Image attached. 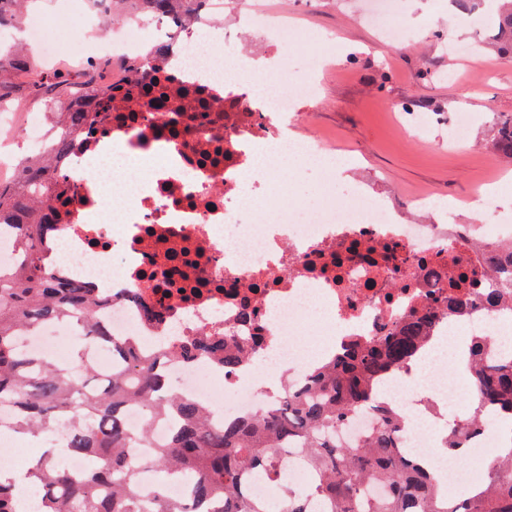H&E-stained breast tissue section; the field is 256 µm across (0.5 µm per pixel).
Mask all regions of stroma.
I'll use <instances>...</instances> for the list:
<instances>
[{
    "instance_id": "1",
    "label": "stroma",
    "mask_w": 512,
    "mask_h": 512,
    "mask_svg": "<svg viewBox=\"0 0 512 512\" xmlns=\"http://www.w3.org/2000/svg\"><path fill=\"white\" fill-rule=\"evenodd\" d=\"M363 0H268L302 36L325 40L333 63L318 78L316 104L296 130L325 133L347 163L336 169V193L352 188L395 207L405 224H481L475 206L486 186L512 181L492 139L512 115V56L494 52L465 60L463 47L485 38L448 0H399L404 39L384 50L385 35L362 11ZM470 118L469 140L455 134L458 114ZM428 197L424 209L412 205Z\"/></svg>"
}]
</instances>
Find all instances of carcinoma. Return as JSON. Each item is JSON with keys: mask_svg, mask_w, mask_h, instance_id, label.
Instances as JSON below:
<instances>
[{"mask_svg": "<svg viewBox=\"0 0 512 512\" xmlns=\"http://www.w3.org/2000/svg\"><path fill=\"white\" fill-rule=\"evenodd\" d=\"M200 0H142L157 16ZM491 37L497 48L512 54V0H496ZM16 66L14 54L0 49V105L15 97L17 84L8 80ZM27 96L49 104L78 86L70 72L36 74L24 80ZM110 107L106 89L91 88L87 102L68 106L70 124L86 122L89 109ZM494 146L512 159V117L497 122ZM52 172L41 159L29 163L20 178L0 179V224L17 225L20 262L0 271V406L13 407L11 430L25 435L64 431V455L90 462L80 477L67 473L61 459L43 456L27 470L38 493L31 512H270L267 503L249 497L245 475L252 471L282 489L286 512H312L318 501L325 512H512V457L491 467L487 484L454 498L437 484L432 472L401 450L398 432L405 419L396 410L380 412L376 430L358 448L336 445V428L352 412L375 403L376 389L390 369L406 366L426 339L428 323L415 318L396 326L390 335L355 343L327 364L308 383L285 390V404L274 410L243 415L229 424L211 415L166 384L163 367L171 353L155 352L133 339L114 340L100 323L99 298L92 289L61 284L40 261L39 230L55 212L48 195ZM505 291L484 288L478 301L489 310L500 306ZM472 300L456 295L438 308L465 315ZM76 325L82 350L105 344L120 362L109 376L96 372L85 359L63 367L41 359L19 345L20 334L45 322ZM246 342L234 337L203 336L179 348L185 359L210 356L233 371L245 362ZM488 343L470 346V366L478 410L445 441L446 448H466L483 422L486 407L496 418L512 422V358L490 359ZM140 406L145 423L174 421L169 441L148 456L131 448L149 447L147 429H131L124 418L130 404ZM299 450L312 477L302 490L288 486L281 459ZM145 470L184 477L190 501L165 498L162 484L154 489L153 507L145 503L140 474ZM382 480L383 495H363V486ZM16 480H0V512H20Z\"/></svg>", "mask_w": 512, "mask_h": 512, "instance_id": "1", "label": "carcinoma"}]
</instances>
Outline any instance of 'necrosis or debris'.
<instances>
[{"label":"necrosis or debris","mask_w":512,"mask_h":512,"mask_svg":"<svg viewBox=\"0 0 512 512\" xmlns=\"http://www.w3.org/2000/svg\"><path fill=\"white\" fill-rule=\"evenodd\" d=\"M246 23L256 24L279 44L275 63L247 56L226 70L223 0H204L187 18H160L146 9L103 35L116 0H87L86 36L92 54L81 56L82 83L95 86L111 66L112 110L70 129V148L52 158L54 184L67 199L53 223L42 225L43 263L62 282L94 289L106 302L101 322L110 336L143 346L176 349L200 336L256 335L248 354L272 356L301 384L354 342L378 340L405 320L429 316L431 325L422 385L449 417L472 391L467 374L452 369L471 338L491 339L490 356L512 352V300L494 310L474 306L464 320L436 310L449 293L451 261L477 274L512 260V221L501 216L499 191L477 201L485 224H399L379 198L355 190L337 205L330 184L312 201L289 203L286 181L273 177L280 160L256 162L257 149L282 147L301 164L336 166L321 139L300 140L291 129L298 100L315 98L317 75L327 50L310 42L305 76H295L288 52L293 27L271 22L259 0H242ZM74 16L30 13L20 60L31 48L54 69L71 60L61 42ZM167 48L156 58L152 45ZM168 88L155 103L135 97L142 68ZM27 158L46 154L57 132L46 112L28 113L21 126ZM143 153L150 178L132 191L113 177L112 156ZM249 303L251 325L240 321ZM319 325L327 338L317 354L298 341L300 331ZM73 324L50 322L22 334L23 349L55 355ZM166 371L181 392L227 423L275 404L259 391L264 374L242 366L231 375L201 358L170 359ZM385 403L414 414L404 435L417 459L433 460L431 418L418 414L405 372L392 370Z\"/></svg>","instance_id":"obj_1"}]
</instances>
